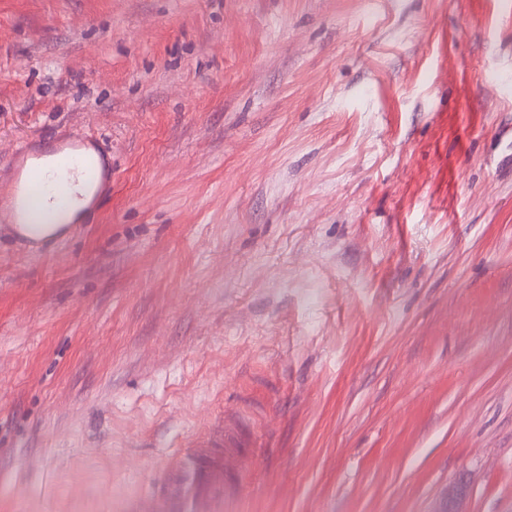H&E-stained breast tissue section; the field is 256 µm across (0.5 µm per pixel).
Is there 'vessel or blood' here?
<instances>
[{"label": "vessel or blood", "instance_id": "1", "mask_svg": "<svg viewBox=\"0 0 512 512\" xmlns=\"http://www.w3.org/2000/svg\"><path fill=\"white\" fill-rule=\"evenodd\" d=\"M235 420L219 415L173 451L149 494L132 512H224L243 490L244 453Z\"/></svg>", "mask_w": 512, "mask_h": 512}]
</instances>
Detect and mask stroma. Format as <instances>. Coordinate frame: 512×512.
Listing matches in <instances>:
<instances>
[{
	"instance_id": "1",
	"label": "stroma",
	"mask_w": 512,
	"mask_h": 512,
	"mask_svg": "<svg viewBox=\"0 0 512 512\" xmlns=\"http://www.w3.org/2000/svg\"><path fill=\"white\" fill-rule=\"evenodd\" d=\"M512 0H0V512H512ZM103 160L19 237L28 158ZM67 153L58 152L50 154L46 159H41L34 164L45 172L49 170L63 171L68 174L69 166L65 167L70 160ZM71 181V192L68 181L53 179L52 191L59 208L49 198L35 200L30 206L24 207L22 211L21 224H13L14 230L20 237L32 242H46L62 237L70 228L72 222L76 221L81 212L89 205L94 196L98 182H90L79 172L68 174ZM235 419L220 413L173 451L149 494L132 512H223L243 490L244 453Z\"/></svg>"
}]
</instances>
